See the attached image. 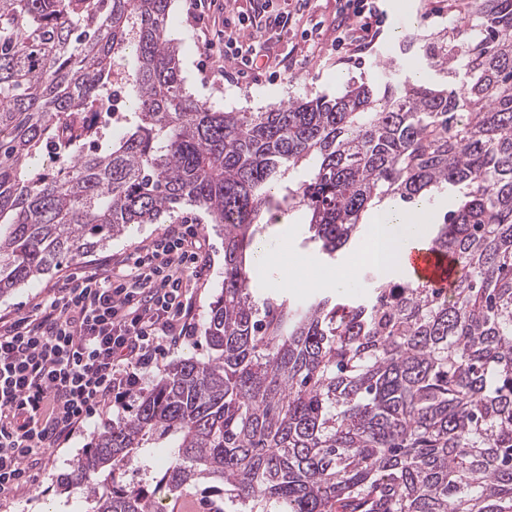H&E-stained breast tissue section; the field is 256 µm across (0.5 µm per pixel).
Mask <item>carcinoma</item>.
I'll return each mask as SVG.
<instances>
[{"instance_id":"1","label":"carcinoma","mask_w":512,"mask_h":512,"mask_svg":"<svg viewBox=\"0 0 512 512\" xmlns=\"http://www.w3.org/2000/svg\"><path fill=\"white\" fill-rule=\"evenodd\" d=\"M169 5L0 6V297L184 204L224 226L215 356L174 363L61 484L90 512H152L92 476L160 446L166 491L222 483L247 512H512V0L404 36L376 85L264 112L186 92ZM416 64L464 80L434 86ZM118 79L114 136L92 108ZM44 149L56 169L31 165ZM433 188L458 195L441 218ZM376 199L427 206L431 246L457 262L448 291L367 273L364 302L255 298L263 211L301 213L332 263Z\"/></svg>"}]
</instances>
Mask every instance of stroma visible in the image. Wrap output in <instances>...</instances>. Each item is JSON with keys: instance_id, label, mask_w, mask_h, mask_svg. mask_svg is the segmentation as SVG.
Listing matches in <instances>:
<instances>
[{"instance_id": "obj_1", "label": "stroma", "mask_w": 512, "mask_h": 512, "mask_svg": "<svg viewBox=\"0 0 512 512\" xmlns=\"http://www.w3.org/2000/svg\"><path fill=\"white\" fill-rule=\"evenodd\" d=\"M310 3L312 8L308 15L294 17L288 30L282 32L280 40L273 46L283 61L276 74L260 78L250 75L219 87L203 84L198 70V32L187 22L184 0H171L168 36L180 47L181 73L187 92L198 100L234 112L265 110L287 104L294 97L339 96L350 84L378 82L393 56L396 41L410 33L430 34L446 27L457 14L460 0H383L381 7L386 14V23L379 40L352 56L331 48L336 36L339 0H310ZM316 21L323 24V38L319 46L310 47L304 42L302 32ZM261 221L266 229L260 239L273 252L269 264L271 270L284 272L289 264L301 257L307 258L311 267L322 268L317 249L302 244L308 232L306 225L300 222L299 213L274 210L263 213ZM176 224L197 225L208 267L193 291L194 335L183 340L177 349L159 355L150 375L159 377L172 363L185 358L207 359L212 351L205 340L203 326L224 281V230L209 223L206 213L191 205L182 206L174 216L162 217L160 223L133 225L125 234L76 260L62 263L51 273L1 297L0 316L25 313L36 304L49 300L52 286L68 276L100 268L118 275L131 273L128 258L151 246ZM137 404V399L133 398L125 408H109L74 433L63 447L42 450L38 489L0 495V512H86L87 503L81 502L75 492L63 489L59 478L70 471L73 461L83 454L105 424L128 419ZM168 461L166 452L157 449L151 456H138L124 462L115 476L120 486L141 490L154 504L163 505L164 512H213L214 505L223 504L224 487L214 483L164 501L156 485Z\"/></svg>"}]
</instances>
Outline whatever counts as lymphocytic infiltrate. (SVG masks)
Listing matches in <instances>:
<instances>
[{
	"mask_svg": "<svg viewBox=\"0 0 512 512\" xmlns=\"http://www.w3.org/2000/svg\"><path fill=\"white\" fill-rule=\"evenodd\" d=\"M251 11L224 29V53L212 80L227 73L270 69L254 32L280 36L288 13L273 0H249ZM347 26L337 45L364 48L377 41L385 15L380 0H344ZM193 225L172 226L134 258V274L100 273L59 281L52 300L31 314L0 323V493L37 475L27 459L71 437L111 400L140 390L157 356L192 332L190 292L208 260Z\"/></svg>",
	"mask_w": 512,
	"mask_h": 512,
	"instance_id": "1",
	"label": "lymphocytic infiltrate"
}]
</instances>
